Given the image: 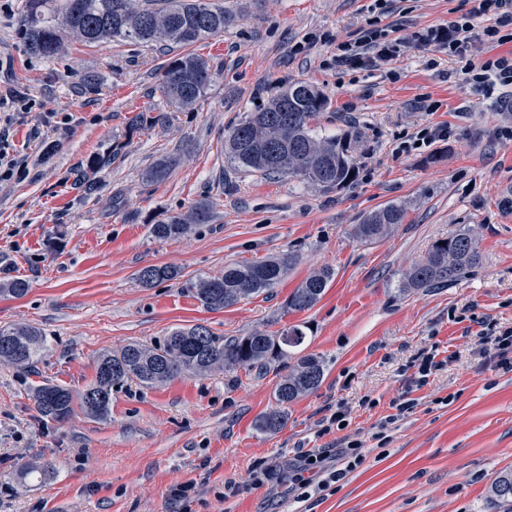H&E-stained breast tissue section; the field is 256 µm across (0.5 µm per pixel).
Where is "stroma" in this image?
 <instances>
[{"instance_id": "35a3bbf8", "label": "stroma", "mask_w": 512, "mask_h": 512, "mask_svg": "<svg viewBox=\"0 0 512 512\" xmlns=\"http://www.w3.org/2000/svg\"><path fill=\"white\" fill-rule=\"evenodd\" d=\"M213 2L240 19L191 45L208 60L211 85L177 110L160 91L166 53L70 36L57 57H34L22 46L25 0H0V85L40 105L7 131L28 174L0 182V287L22 278L30 290H0V326H31L47 340L32 371L0 363V512H503L489 488L512 469V371L488 362L482 336L512 327V140L498 135L512 113L475 92L447 51L412 41L471 0H390L378 22L407 46L379 69L335 63L372 0ZM297 80L328 100L316 133L350 140L353 184L325 193L239 171L225 154L229 126ZM427 98L438 111L422 109ZM442 126L454 136L413 148L417 132ZM47 138L57 143L48 156ZM102 155L111 165L90 170ZM164 156L177 159L168 177L144 181ZM87 171L97 184L90 195L76 183ZM204 200L212 223L152 237L151 224ZM391 202L405 208L404 223L376 243L357 241L354 225ZM464 226L477 235L478 267L444 288L400 291L432 243ZM288 252L297 262L276 288L232 307L205 309L188 286L198 274ZM148 265L182 276L144 288L136 275ZM323 267L335 278L322 299L287 311L294 288ZM195 324L224 337L299 327L303 352L327 362L323 381L275 433L255 421L276 407L279 363L153 388L130 382L101 420L78 410L46 422L28 397L46 380L82 392L102 351ZM427 355L445 366L419 384L414 363ZM339 410L340 426L319 434V421ZM391 414L396 422L380 430ZM346 441L361 443L366 459L335 492L299 502L286 484L253 482ZM38 455L53 472L19 487L14 473ZM231 479L241 489L228 498ZM184 484L186 503L173 496Z\"/></svg>"}]
</instances>
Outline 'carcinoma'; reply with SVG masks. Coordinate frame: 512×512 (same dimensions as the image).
I'll use <instances>...</instances> for the list:
<instances>
[{"label": "carcinoma", "mask_w": 512, "mask_h": 512, "mask_svg": "<svg viewBox=\"0 0 512 512\" xmlns=\"http://www.w3.org/2000/svg\"><path fill=\"white\" fill-rule=\"evenodd\" d=\"M151 0H25L22 32L23 48L29 55L53 58L62 49L64 38L75 33L89 44L115 38L135 45L189 46L224 32L236 20L230 9L214 7L208 0H162L163 6H149ZM211 82L207 60L194 53L172 57L163 72L162 93L183 107L205 97ZM327 98L315 86L296 81L267 101L254 106L229 128L226 146L238 167L264 175L289 176L331 191L355 180V167L349 144L340 138L319 137L311 123L325 110ZM171 163L159 159L145 172L149 182L164 180ZM405 209L389 203L369 214L354 226V236L362 243L379 241L405 221ZM213 207L196 204L188 218L172 216L153 224L150 233L167 240L188 233L193 224H208ZM472 230H456L436 241L427 256L406 272L405 288H437L461 280L480 262ZM294 263L290 254L259 262L232 264L219 276L199 274L189 282L195 297L206 308H229L241 300L275 287ZM181 272L169 266H147L138 281L150 287L160 281L177 280ZM334 278L329 268H321L294 289L288 297V310L311 309L322 298ZM304 332L291 327L279 334L254 332L246 336H216L203 326L173 330L163 341L151 346L130 344L118 353L104 351L95 361V376L88 387L76 395L67 387L45 381L33 387L31 398L40 417L64 422L79 405L98 419L108 417L112 391L137 380L146 387L166 383L182 375L202 376L215 371L231 372L267 367L288 356V349L299 347ZM44 349L42 337L28 327H0V362L28 371L38 362ZM327 367L316 354L295 357L279 376L275 387L276 408L255 422L256 430L268 433L282 429L288 421V406L317 390ZM497 502L512 505V470L498 474L490 486Z\"/></svg>", "instance_id": "carcinoma-1"}]
</instances>
